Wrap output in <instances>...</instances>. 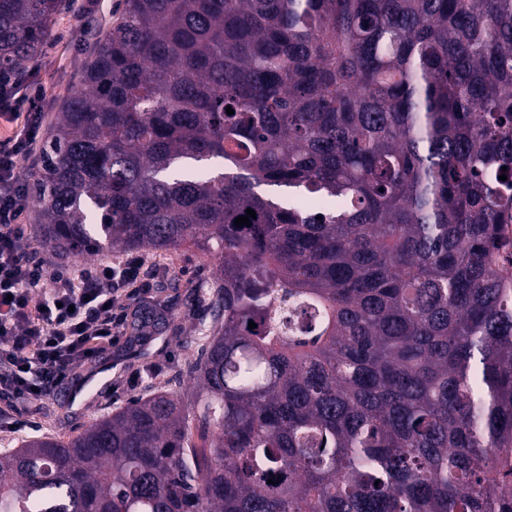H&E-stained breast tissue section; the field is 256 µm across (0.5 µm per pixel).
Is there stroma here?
Masks as SVG:
<instances>
[{"mask_svg":"<svg viewBox=\"0 0 512 512\" xmlns=\"http://www.w3.org/2000/svg\"><path fill=\"white\" fill-rule=\"evenodd\" d=\"M124 0H62L45 48L27 66L24 94L41 97V141H48L65 101L77 89L94 47L116 24ZM135 292L125 300L133 315L153 311L163 320L137 355L130 341H120L96 358L77 377L86 383L87 404L66 407L63 393L30 407L27 424L15 432L0 431V450L18 440L82 430L95 418L129 399L163 389L185 391L212 320L206 311L213 292L216 262L192 243L163 254H144Z\"/></svg>","mask_w":512,"mask_h":512,"instance_id":"stroma-1","label":"stroma"}]
</instances>
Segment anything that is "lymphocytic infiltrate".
<instances>
[{
  "label": "lymphocytic infiltrate",
  "instance_id": "f902f5d3",
  "mask_svg": "<svg viewBox=\"0 0 512 512\" xmlns=\"http://www.w3.org/2000/svg\"><path fill=\"white\" fill-rule=\"evenodd\" d=\"M0 112L26 119L21 132L0 140V391L34 403L120 339L126 315L118 299L138 280L143 261L131 255L64 275L36 260L21 222L29 187L19 165L39 136V100L22 103L14 77L2 76Z\"/></svg>",
  "mask_w": 512,
  "mask_h": 512
}]
</instances>
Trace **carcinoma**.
<instances>
[{
  "label": "carcinoma",
  "instance_id": "1",
  "mask_svg": "<svg viewBox=\"0 0 512 512\" xmlns=\"http://www.w3.org/2000/svg\"><path fill=\"white\" fill-rule=\"evenodd\" d=\"M31 194L218 281L192 390L1 451L0 512H512V0H124Z\"/></svg>",
  "mask_w": 512,
  "mask_h": 512
}]
</instances>
